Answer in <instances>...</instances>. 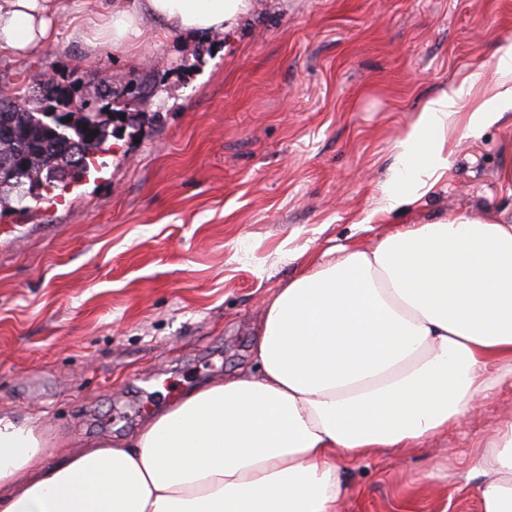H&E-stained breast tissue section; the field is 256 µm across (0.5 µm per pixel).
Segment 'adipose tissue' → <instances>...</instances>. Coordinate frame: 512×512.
I'll use <instances>...</instances> for the list:
<instances>
[{
    "mask_svg": "<svg viewBox=\"0 0 512 512\" xmlns=\"http://www.w3.org/2000/svg\"><path fill=\"white\" fill-rule=\"evenodd\" d=\"M251 0H0V55L58 41L139 47L222 33ZM429 100L396 145L381 209L409 212L448 172V132L501 115ZM512 387V224L451 214L342 245L263 303L250 367L58 457L37 421L0 411V512H338L344 468L463 429ZM482 512H512V420L473 458Z\"/></svg>",
    "mask_w": 512,
    "mask_h": 512,
    "instance_id": "adipose-tissue-1",
    "label": "adipose tissue"
}]
</instances>
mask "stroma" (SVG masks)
<instances>
[{
	"label": "stroma",
	"mask_w": 512,
	"mask_h": 512,
	"mask_svg": "<svg viewBox=\"0 0 512 512\" xmlns=\"http://www.w3.org/2000/svg\"><path fill=\"white\" fill-rule=\"evenodd\" d=\"M512 43V0H252L228 32L171 30L130 52L61 37L0 56V83L42 73L95 96L110 76L106 165L24 213L0 210V409L37 417L54 454L133 435L148 414L248 366L262 304L299 253L370 247L451 213L512 222V108L451 128L447 177L406 214L379 210L396 143L426 102ZM150 101L125 107L127 84ZM512 417V389L464 431L347 466L339 512H481L462 460ZM448 476L431 478L434 466Z\"/></svg>",
	"instance_id": "35a3bbf8"
}]
</instances>
